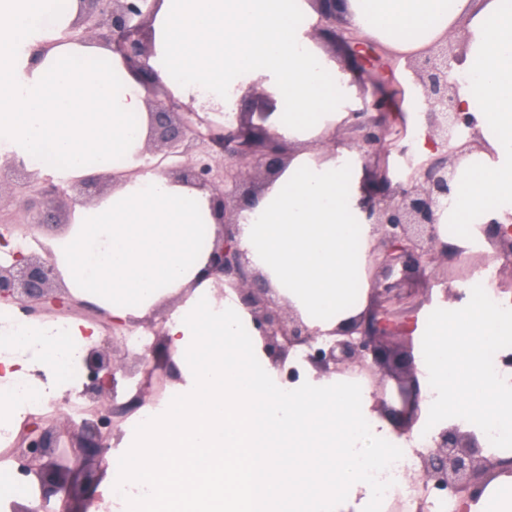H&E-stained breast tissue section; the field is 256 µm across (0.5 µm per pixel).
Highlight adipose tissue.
<instances>
[{"label":"adipose tissue","mask_w":512,"mask_h":512,"mask_svg":"<svg viewBox=\"0 0 512 512\" xmlns=\"http://www.w3.org/2000/svg\"><path fill=\"white\" fill-rule=\"evenodd\" d=\"M78 13L79 0H0V162L20 160L34 178L63 183L112 174L111 191L74 204L68 233L47 241L51 259L72 298L116 323L171 303L170 356L195 364L166 415L144 425L130 482L151 495L112 512H383L364 471L397 439L416 462L429 409L463 428L490 420L512 429V371L485 368L489 350L512 354V326L482 296L410 318L420 395L401 416L377 405L370 377L356 384L350 372H321L294 350L285 366L299 376L288 386L257 372L261 338L236 333L249 313L219 296L196 246L200 225L213 221L210 194L144 172L152 95L112 46L78 31ZM300 15L308 24H296ZM345 18L403 61L463 40L459 102L485 148L463 159L458 203L439 222L460 227L447 242L466 248L469 229L498 215L488 198L512 208V0H347ZM317 19L308 0H154L148 64L162 90L203 114L254 87L288 99L290 113L272 112L266 125L302 149L243 211L238 243L278 304L310 328L337 332L374 308L362 275L376 235L348 221L360 213L363 178L336 176L343 149L333 136L348 112L327 78L348 96L353 76L311 36ZM117 72L123 85L112 80ZM98 340L81 319L61 327L35 319L20 330L0 306V425L26 417L18 380L38 397L77 396L83 384L68 370ZM454 504V512H512L506 456L493 454L478 498Z\"/></svg>","instance_id":"adipose-tissue-1"}]
</instances>
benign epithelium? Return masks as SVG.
I'll use <instances>...</instances> for the list:
<instances>
[{"label": "benign epithelium", "instance_id": "7a95c632", "mask_svg": "<svg viewBox=\"0 0 512 512\" xmlns=\"http://www.w3.org/2000/svg\"><path fill=\"white\" fill-rule=\"evenodd\" d=\"M318 14L315 37L330 44L357 72L360 103L350 110L354 122L345 135L356 150L358 161L369 171L371 186L362 201L366 223L379 233L373 259L372 288L378 298L377 308L367 322L354 323L344 338H326L305 323L281 316L278 306L268 297L267 281L250 273L245 253L239 248L234 226L239 219L227 220V206L235 203V213L250 208L257 192L250 189L253 172L261 170L271 181L286 164L287 141L274 136L264 125L275 102L262 96L247 94L235 103V123L215 128L199 113L188 110L170 99H155L151 104L150 136L163 144V157L181 158L168 167L167 173L179 181L212 190L211 210L224 233L209 242L208 269L224 277V284L235 289L241 305L251 314L253 329L264 341V350L272 362L282 366L290 349L305 347L308 361L324 371H344L355 367L379 369L393 362L402 366L404 375L397 377V396L408 405L417 400L418 385L412 359L388 349L394 339L410 340L405 332L402 314L390 308L395 287L400 280L426 277L450 262L466 259L464 250L448 246L440 239V216L456 200L457 162L477 147L475 116L463 111L458 103V79L455 64L461 42L448 40L405 64L423 100L428 104L425 121L432 133L450 151L410 166L411 174L395 179L385 168H374V160L396 148L408 155L401 138L388 122L392 106L385 97L374 73L382 52L373 44L358 38L336 10L338 0H310ZM85 32L104 37L112 43L136 70L142 82L156 79L146 64L150 55L144 41V22L150 14V0H80ZM62 188L50 179L28 181L24 200L27 226L39 229L57 224L53 197ZM483 233L498 240L493 256L502 260L500 269L512 274V225L497 221L484 225ZM58 272L47 256L12 254L10 261L0 262V305L13 306L25 317L43 318L54 311H64L73 302L67 293L54 291ZM134 367L125 359H114L103 350L89 349L82 362L87 394L99 396L104 390H116L119 378L142 375L134 394L112 416L97 412L73 424L72 432L86 459L100 467L107 466L108 435L102 431L111 417L132 412L151 396L156 370L157 351L147 348L133 354ZM25 454L33 461L48 459L59 478L67 473L53 460L54 448L47 435L36 429L27 432L21 442ZM489 460L479 455L473 433L456 425L441 429L433 439V447L421 456L420 477L424 486L443 489L455 496L468 492L476 496L480 475Z\"/></svg>", "mask_w": 512, "mask_h": 512}]
</instances>
